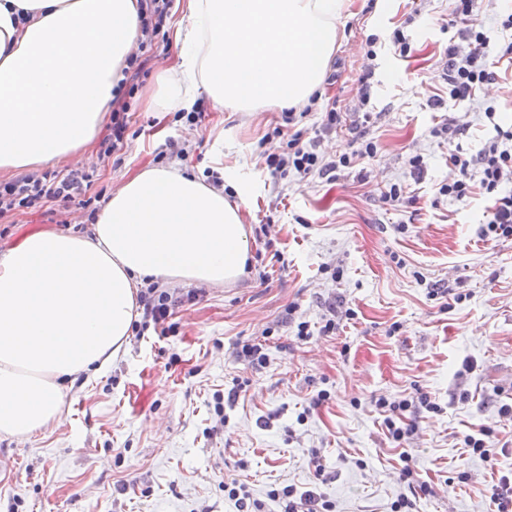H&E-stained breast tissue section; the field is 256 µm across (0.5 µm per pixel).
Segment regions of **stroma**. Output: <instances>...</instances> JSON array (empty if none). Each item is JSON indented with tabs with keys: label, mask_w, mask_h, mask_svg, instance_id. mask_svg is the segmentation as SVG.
I'll use <instances>...</instances> for the list:
<instances>
[{
	"label": "stroma",
	"mask_w": 512,
	"mask_h": 512,
	"mask_svg": "<svg viewBox=\"0 0 512 512\" xmlns=\"http://www.w3.org/2000/svg\"><path fill=\"white\" fill-rule=\"evenodd\" d=\"M452 9V0H349L321 97L298 123L304 143L333 159L353 153L356 131L375 142L376 156L355 159L336 182L270 174L267 154L287 142L279 109L218 112L204 100L193 125L146 110L177 53L170 37L134 90L119 93L128 103L120 150L100 159L95 141L89 160L47 165L51 175L89 174V207L44 199L15 210L0 220V252L39 230L88 232L91 211L123 178L158 161L221 173L247 195L251 268L232 287H174L167 335L130 336L108 372L64 389L57 424L1 438L0 512H238L224 494L233 478L259 501L288 485L314 490L334 512H392L403 498L412 512H493V485L512 479V414L500 412L512 406V241L481 236L492 205L482 192L462 205L438 189L454 176V145L474 154L512 129V69L477 98L434 109L431 97L447 92L440 59ZM400 25L403 56L390 42ZM332 107L341 122L327 130ZM450 117L461 134L434 136ZM172 140L185 159L167 152ZM415 155L419 174L408 164ZM393 184L406 198L396 207L382 200ZM331 317L336 328L323 333ZM246 343L262 345L265 366L238 357ZM236 385V400L221 404ZM423 394L437 411L417 404ZM380 399L408 400L401 422L415 424L411 435L389 437ZM485 427L490 464L463 442ZM404 452L416 461L411 485Z\"/></svg>",
	"instance_id": "35a3bbf8"
}]
</instances>
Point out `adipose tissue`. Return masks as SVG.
I'll return each instance as SVG.
<instances>
[{
	"label": "adipose tissue",
	"instance_id": "ef3b65f1",
	"mask_svg": "<svg viewBox=\"0 0 512 512\" xmlns=\"http://www.w3.org/2000/svg\"><path fill=\"white\" fill-rule=\"evenodd\" d=\"M348 0H187L178 52L148 107L302 111ZM141 35L138 0H0V171L83 157ZM245 195L174 165L125 178L89 233L38 231L0 253V437L59 420L61 393L125 352L138 291L244 275Z\"/></svg>",
	"mask_w": 512,
	"mask_h": 512
}]
</instances>
